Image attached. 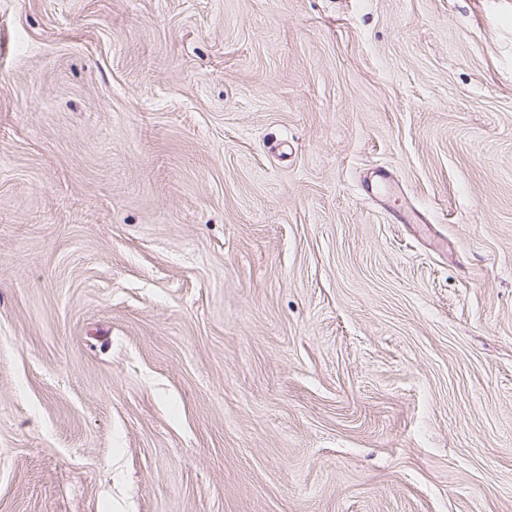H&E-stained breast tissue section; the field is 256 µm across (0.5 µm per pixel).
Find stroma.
I'll list each match as a JSON object with an SVG mask.
<instances>
[{
    "label": "stroma",
    "mask_w": 512,
    "mask_h": 512,
    "mask_svg": "<svg viewBox=\"0 0 512 512\" xmlns=\"http://www.w3.org/2000/svg\"><path fill=\"white\" fill-rule=\"evenodd\" d=\"M0 512H512V0H0Z\"/></svg>",
    "instance_id": "obj_1"
}]
</instances>
